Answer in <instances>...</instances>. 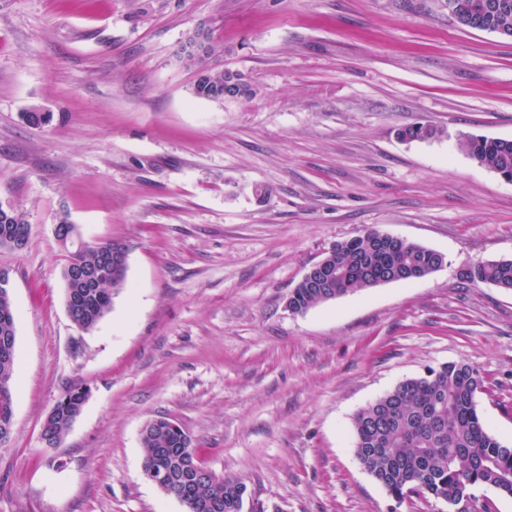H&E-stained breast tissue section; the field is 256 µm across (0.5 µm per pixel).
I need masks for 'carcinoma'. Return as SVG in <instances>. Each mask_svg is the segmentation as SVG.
Returning <instances> with one entry per match:
<instances>
[{
    "label": "carcinoma",
    "instance_id": "carcinoma-1",
    "mask_svg": "<svg viewBox=\"0 0 512 512\" xmlns=\"http://www.w3.org/2000/svg\"><path fill=\"white\" fill-rule=\"evenodd\" d=\"M486 0H455L458 21L480 17L485 28L512 30V0H495L500 7L486 13ZM216 52L207 44L204 52L184 51L185 64L196 71L192 94L201 99L224 100V71L210 65ZM461 147L467 155L492 171L512 173V140L465 135ZM371 228L336 243L329 255L332 267L346 277L329 288L296 287L288 298V308L305 312L342 296L373 288L389 275L402 276L435 272L432 249L408 242L392 251L379 249ZM29 225L23 212L0 204V249L21 250L28 243ZM117 248L128 253L116 240L101 243L98 249L71 251L65 264L80 263L101 268L97 285L74 284L65 295L75 310V324L91 331L97 327L112 301L126 288L127 267L103 266V256ZM463 278L496 288L512 290V259L488 260L466 271ZM16 337V322L10 291L0 288V343ZM15 357L0 353V433L5 431L4 415L14 406ZM483 388L479 368L467 363H446L430 368L418 377L406 379L353 416L354 454L363 469L392 498L402 501L412 496L440 500L459 507V512H492L488 501L479 502L476 487H490L512 496V445L485 426L478 410L477 394ZM87 391L70 386L49 421L43 435L49 445L61 442L81 412ZM143 473L160 470L168 474L163 492L176 499L186 512H211L208 506L220 501L222 512H245L247 487L238 480L212 474L191 498H181L183 485L199 463L191 439L174 431L169 420L149 421L142 435Z\"/></svg>",
    "mask_w": 512,
    "mask_h": 512
}]
</instances>
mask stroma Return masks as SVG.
<instances>
[{"label": "stroma", "mask_w": 512, "mask_h": 512, "mask_svg": "<svg viewBox=\"0 0 512 512\" xmlns=\"http://www.w3.org/2000/svg\"><path fill=\"white\" fill-rule=\"evenodd\" d=\"M199 32L252 97L192 94ZM417 123L440 136L398 138ZM464 134L512 139V39L462 26L448 0H0V203L29 223L23 250H0L17 314L0 512H185L143 475L140 431L160 417L261 512H448L390 497L352 417L465 362L512 443V291L462 278L512 258V183ZM63 219L129 248L90 332L66 311ZM370 227L444 267L289 310L307 269ZM74 384L88 399L48 446ZM87 391L82 386H70L62 394L60 404L47 423L44 422L43 435L49 446L61 442L76 416L81 412Z\"/></svg>", "instance_id": "1"}]
</instances>
